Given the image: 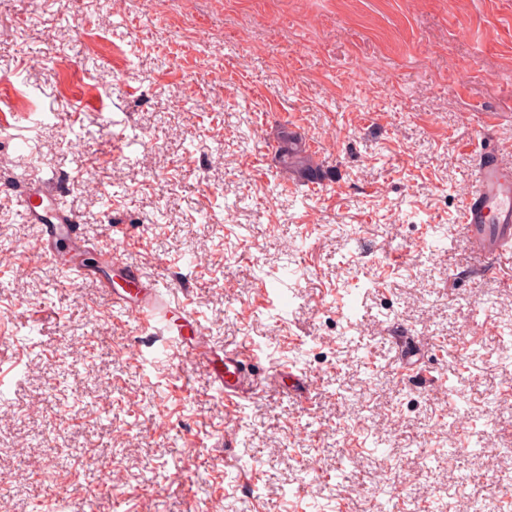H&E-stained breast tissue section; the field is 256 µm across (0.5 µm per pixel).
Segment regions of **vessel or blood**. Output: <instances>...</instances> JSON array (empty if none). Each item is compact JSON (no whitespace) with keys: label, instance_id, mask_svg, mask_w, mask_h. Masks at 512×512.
<instances>
[{"label":"vessel or blood","instance_id":"1","mask_svg":"<svg viewBox=\"0 0 512 512\" xmlns=\"http://www.w3.org/2000/svg\"><path fill=\"white\" fill-rule=\"evenodd\" d=\"M20 205L27 222L36 229L34 249L53 259L59 247H66L70 274L98 276L99 286L113 306L132 318L141 332L163 344L180 346L183 353L209 369L213 383L224 395L225 409L236 408L251 393L257 379L252 348L242 345L221 354L213 352L187 306L176 300L173 290H162L158 280L128 265L123 246L98 248L96 268L84 264L87 243L70 212L60 206L51 180L32 184ZM461 221L478 271L495 274L512 269V164L503 161L499 149H488L481 160L476 185L463 199Z\"/></svg>","mask_w":512,"mask_h":512}]
</instances>
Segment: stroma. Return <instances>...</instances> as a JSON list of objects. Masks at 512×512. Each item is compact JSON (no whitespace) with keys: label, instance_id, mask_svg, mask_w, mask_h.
Masks as SVG:
<instances>
[{"label":"stroma","instance_id":"stroma-1","mask_svg":"<svg viewBox=\"0 0 512 512\" xmlns=\"http://www.w3.org/2000/svg\"><path fill=\"white\" fill-rule=\"evenodd\" d=\"M0 79V512H512V274L471 273L459 227L482 116L512 145V0H0ZM284 129L334 179L285 175ZM50 178L302 396L225 410L32 248L17 199Z\"/></svg>","mask_w":512,"mask_h":512}]
</instances>
